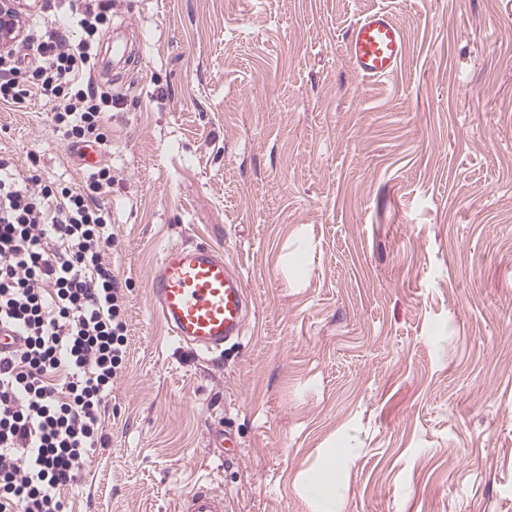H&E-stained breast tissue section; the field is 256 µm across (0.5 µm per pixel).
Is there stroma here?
<instances>
[{
  "mask_svg": "<svg viewBox=\"0 0 512 512\" xmlns=\"http://www.w3.org/2000/svg\"><path fill=\"white\" fill-rule=\"evenodd\" d=\"M377 7L407 55L365 80L343 38ZM124 23L92 80L128 364L70 512L200 479L232 512H512V0H112L99 46ZM50 109L0 105V158L81 186ZM192 243L252 303L213 354L153 313L160 248Z\"/></svg>",
  "mask_w": 512,
  "mask_h": 512,
  "instance_id": "35a3bbf8",
  "label": "stroma"
}]
</instances>
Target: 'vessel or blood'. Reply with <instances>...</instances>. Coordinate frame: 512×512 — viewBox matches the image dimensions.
<instances>
[{
    "instance_id": "obj_1",
    "label": "vessel or blood",
    "mask_w": 512,
    "mask_h": 512,
    "mask_svg": "<svg viewBox=\"0 0 512 512\" xmlns=\"http://www.w3.org/2000/svg\"><path fill=\"white\" fill-rule=\"evenodd\" d=\"M344 46L357 75L365 79L394 76L407 51L401 26L391 11L371 10L348 29ZM157 315L178 343L214 352L238 340L247 328L249 303L242 277L221 251L207 246L168 247L151 278ZM227 496L196 481L180 495L177 512H230Z\"/></svg>"
}]
</instances>
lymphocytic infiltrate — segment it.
Listing matches in <instances>:
<instances>
[{
  "instance_id": "f902f5d3",
  "label": "lymphocytic infiltrate",
  "mask_w": 512,
  "mask_h": 512,
  "mask_svg": "<svg viewBox=\"0 0 512 512\" xmlns=\"http://www.w3.org/2000/svg\"><path fill=\"white\" fill-rule=\"evenodd\" d=\"M70 11L79 38L54 19L0 52V103L42 97L72 145L102 146L113 100L90 74L110 8L70 0ZM111 186L105 164L72 188L0 161V329L20 337L0 350V512H69L65 489L107 441L102 411L125 368L127 321L92 199Z\"/></svg>"
}]
</instances>
